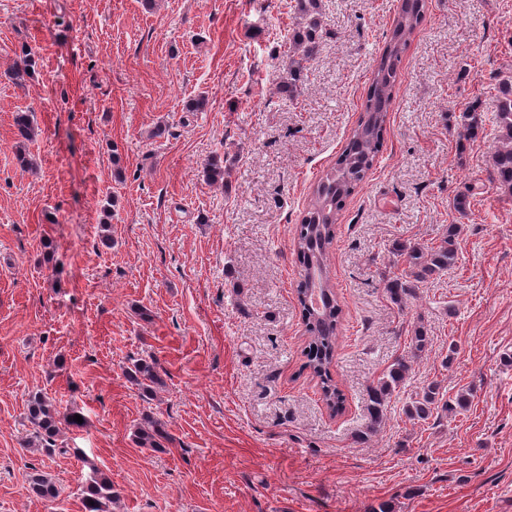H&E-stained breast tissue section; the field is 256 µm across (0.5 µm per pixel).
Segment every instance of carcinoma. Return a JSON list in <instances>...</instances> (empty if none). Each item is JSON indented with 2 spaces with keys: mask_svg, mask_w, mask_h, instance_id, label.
I'll use <instances>...</instances> for the list:
<instances>
[{
  "mask_svg": "<svg viewBox=\"0 0 512 512\" xmlns=\"http://www.w3.org/2000/svg\"><path fill=\"white\" fill-rule=\"evenodd\" d=\"M296 10L300 22L288 32L290 53L286 63V76L282 88L292 98L303 82L307 64L316 55L323 33L322 0H297ZM426 0H401L390 29L389 40L375 59L372 79L361 104V116L352 129L346 145L333 166L328 168L314 185L306 209L297 229L295 253L301 266L298 296H309L313 286L312 272H319L318 285L326 307L317 314L302 307L305 332L309 336L306 367L320 381L325 401L338 407L343 395L334 381L330 367L333 362L342 308L333 290L326 265L327 250L336 236V223L345 200L363 183L381 151L388 112L393 101V88L398 78L404 54L411 35L425 19ZM496 127L499 146L492 156L491 180L512 195V76L499 83ZM462 137L461 149L474 146L486 136L484 113L476 104L466 107L455 116ZM18 142L30 140L35 127L32 114L18 112L14 116ZM204 176L212 184L224 183V162L213 159L205 164ZM472 190L464 189L453 197V208L462 217L471 206ZM459 227L448 228L437 246L398 245L407 257L408 267L399 275L383 279L384 291L390 301L402 308L417 295L418 284L437 278L453 269L458 262L455 238ZM430 344L424 327H414L408 354L398 357L387 367L382 377L368 390L366 409L368 424L359 437L377 431L383 422L390 400L397 388L405 384L411 370V360L428 350ZM129 378L142 390L150 392L159 383L153 358L136 361L128 371ZM442 402L440 390L432 382L424 387L406 405L405 414L411 420H427ZM77 410L60 411L54 399L42 392L30 396L25 419L33 427L36 448L52 455L57 451L58 439L67 431L80 429L84 424L74 421ZM137 443L143 448H164L171 441L165 426L150 420L135 432ZM34 496L55 501L61 490L51 477L35 472L29 477ZM84 512H112V479L94 468L80 487Z\"/></svg>",
  "mask_w": 512,
  "mask_h": 512,
  "instance_id": "1",
  "label": "carcinoma"
}]
</instances>
